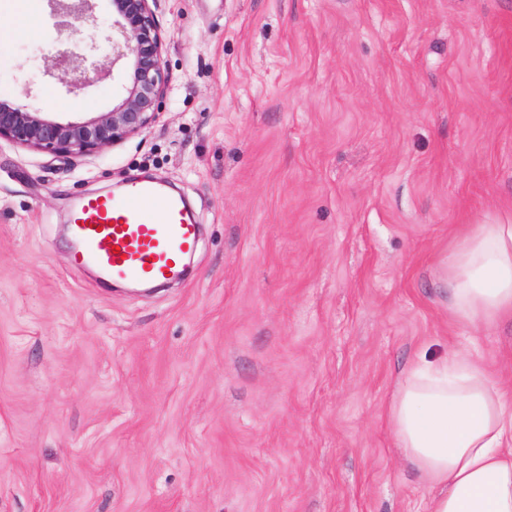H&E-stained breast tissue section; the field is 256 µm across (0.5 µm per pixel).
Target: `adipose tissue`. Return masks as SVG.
Here are the masks:
<instances>
[{
  "instance_id": "1",
  "label": "adipose tissue",
  "mask_w": 512,
  "mask_h": 512,
  "mask_svg": "<svg viewBox=\"0 0 512 512\" xmlns=\"http://www.w3.org/2000/svg\"><path fill=\"white\" fill-rule=\"evenodd\" d=\"M463 321L512 320V224L485 217L450 252ZM398 448L437 494L431 512H512V409L477 358L404 370L388 407Z\"/></svg>"
}]
</instances>
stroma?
<instances>
[{
    "label": "stroma",
    "instance_id": "1",
    "mask_svg": "<svg viewBox=\"0 0 512 512\" xmlns=\"http://www.w3.org/2000/svg\"><path fill=\"white\" fill-rule=\"evenodd\" d=\"M170 91L73 165L0 141V512H429L387 422L402 369L479 356L512 394V323H464L445 261L512 218V0H152ZM0 44V102L61 121L48 0ZM202 227L151 291L72 262L87 195L135 177Z\"/></svg>",
    "mask_w": 512,
    "mask_h": 512
}]
</instances>
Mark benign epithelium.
I'll use <instances>...</instances> for the list:
<instances>
[{"instance_id": "7a95c632", "label": "benign epithelium", "mask_w": 512, "mask_h": 512, "mask_svg": "<svg viewBox=\"0 0 512 512\" xmlns=\"http://www.w3.org/2000/svg\"><path fill=\"white\" fill-rule=\"evenodd\" d=\"M57 29L67 38L84 28L87 53L61 51L46 68L61 74L67 86L86 85V74L104 70L102 60L130 59L131 73L121 98L108 112L83 121L62 122L48 112L0 104V141L45 151L75 162L145 132L159 119L168 93L169 75L163 39L149 0H112V21L95 14L93 0H49Z\"/></svg>"}]
</instances>
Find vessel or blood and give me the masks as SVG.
<instances>
[{
    "instance_id": "obj_1",
    "label": "vessel or blood",
    "mask_w": 512,
    "mask_h": 512,
    "mask_svg": "<svg viewBox=\"0 0 512 512\" xmlns=\"http://www.w3.org/2000/svg\"><path fill=\"white\" fill-rule=\"evenodd\" d=\"M70 235L75 263L114 281L146 284L178 277L199 242L181 199L149 183L121 198L84 197L72 214Z\"/></svg>"
}]
</instances>
